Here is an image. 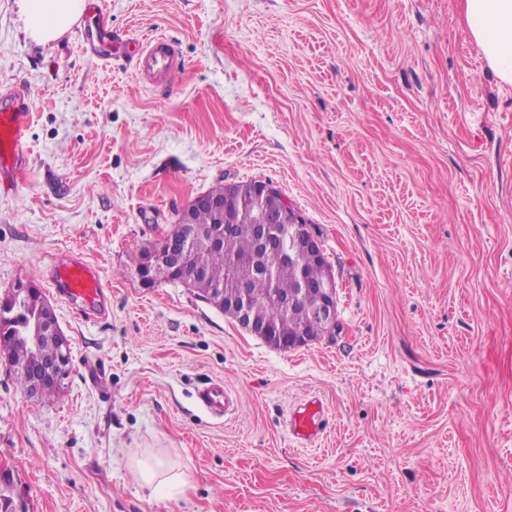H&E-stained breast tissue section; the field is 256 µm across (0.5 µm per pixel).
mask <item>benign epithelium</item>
<instances>
[{"label": "benign epithelium", "instance_id": "7a95c632", "mask_svg": "<svg viewBox=\"0 0 512 512\" xmlns=\"http://www.w3.org/2000/svg\"><path fill=\"white\" fill-rule=\"evenodd\" d=\"M275 199L279 200V213L276 216L266 208V203ZM197 207L210 209L224 220V226L217 232L206 228L185 229L179 248H170L165 252L154 249L143 251L136 274L144 286L157 284L156 270L160 265L168 268L170 274L179 275L187 264L201 262V256L208 250L222 248L224 240L238 231V224L243 219L250 224L259 254L257 271L262 276L270 277L273 263L323 262L321 245L311 234L303 215L269 181L254 180L248 184L226 182L223 196L205 193L197 196L179 215L178 223H192V213ZM268 299L273 307L287 310L304 302L308 304L310 313L323 325L324 335L333 336L338 330L337 287L331 276L318 281L302 277L298 288L288 294H282L272 287ZM224 316L246 332L276 347L296 349L313 342V338L302 330L290 335L283 334L281 326L271 318L256 322L253 297L246 289L224 298ZM69 350V341L60 342L57 356L42 362L28 374L27 395L35 397L47 385L68 377L71 368Z\"/></svg>", "mask_w": 512, "mask_h": 512}]
</instances>
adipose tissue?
<instances>
[{
  "instance_id": "obj_1",
  "label": "adipose tissue",
  "mask_w": 512,
  "mask_h": 512,
  "mask_svg": "<svg viewBox=\"0 0 512 512\" xmlns=\"http://www.w3.org/2000/svg\"><path fill=\"white\" fill-rule=\"evenodd\" d=\"M466 29L499 80L512 86V0H463ZM25 31L47 44L79 21L87 0H20ZM136 481L150 496L182 497L191 486L187 471L160 449L148 448L128 460Z\"/></svg>"
}]
</instances>
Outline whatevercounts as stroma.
Segmentation results:
<instances>
[{
  "instance_id": "1",
  "label": "stroma",
  "mask_w": 512,
  "mask_h": 512,
  "mask_svg": "<svg viewBox=\"0 0 512 512\" xmlns=\"http://www.w3.org/2000/svg\"><path fill=\"white\" fill-rule=\"evenodd\" d=\"M115 45L170 39L172 84L77 31L42 45L0 0V91L30 89V165L0 193V292L47 293L71 372L27 396L0 362V466L28 512H512V86L462 0H103ZM272 182L337 284L340 329L281 350L140 252L197 195ZM99 267L87 318L54 262ZM219 382L228 419L199 406ZM323 431L288 434L300 403ZM192 476L148 498L126 462ZM322 405L317 400H309L299 406L288 420V428L293 438L301 443H309L320 431Z\"/></svg>"
}]
</instances>
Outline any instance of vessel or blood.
Here are the masks:
<instances>
[{
	"label": "vessel or blood",
	"instance_id": "vessel-or-blood-1",
	"mask_svg": "<svg viewBox=\"0 0 512 512\" xmlns=\"http://www.w3.org/2000/svg\"><path fill=\"white\" fill-rule=\"evenodd\" d=\"M141 72L167 75L174 67V52L167 40L157 41L140 52ZM29 128L28 94L12 88L0 93V190L22 177L29 166L27 132ZM49 283L55 293L73 305L94 310L103 307L106 297L100 273L79 256L60 259L52 268ZM198 402L214 416L223 417L230 402L221 386L210 384L197 392ZM322 405L310 400L299 406L288 420L293 438L302 443L315 439L320 431Z\"/></svg>",
	"mask_w": 512,
	"mask_h": 512
}]
</instances>
